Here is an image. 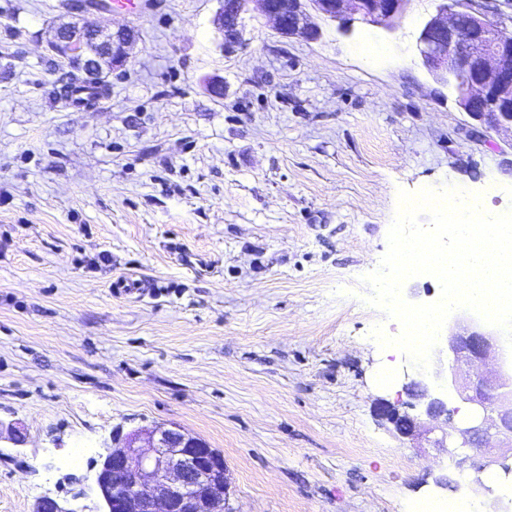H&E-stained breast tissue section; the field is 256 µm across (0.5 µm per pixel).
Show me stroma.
<instances>
[{"instance_id":"obj_1","label":"stroma","mask_w":512,"mask_h":512,"mask_svg":"<svg viewBox=\"0 0 512 512\" xmlns=\"http://www.w3.org/2000/svg\"><path fill=\"white\" fill-rule=\"evenodd\" d=\"M74 0H0V512H100L117 429L178 425L224 456L231 512H408L459 496L468 447H423L374 413L420 379L371 337L398 320L361 281L399 191L459 186L512 208V133L472 136L395 32L280 35L256 9L225 51L217 0L88 9L138 39L87 108L48 47ZM383 44L377 64L357 52ZM224 83L223 95L208 83ZM79 464H72L74 453Z\"/></svg>"}]
</instances>
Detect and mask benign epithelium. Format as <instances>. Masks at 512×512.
<instances>
[{
    "label": "benign epithelium",
    "instance_id": "benign-epithelium-1",
    "mask_svg": "<svg viewBox=\"0 0 512 512\" xmlns=\"http://www.w3.org/2000/svg\"><path fill=\"white\" fill-rule=\"evenodd\" d=\"M214 24L224 49L245 45L244 0H219ZM259 13L288 37L315 40L320 31L312 15L337 21L344 27L357 19L365 24L395 29L410 0H253ZM137 40L131 28L89 25L75 18L53 30L49 46L77 68L104 84L123 65ZM417 47L433 79L451 87L460 108L477 133L512 132V30L489 16L479 0H439L435 15L423 25ZM437 359L434 381L453 387L471 417L456 421L460 408L430 386L412 382L414 396L425 400L424 414L445 421L448 440L459 439L481 454L500 448L512 450V369L500 335L478 321L457 316L448 327L445 346ZM488 362L493 373L476 380L471 368ZM377 414L392 423L404 438L423 429L420 418L399 414L379 404ZM141 433L117 434L97 474V486L107 512H230L224 456L199 437L173 425L158 427L140 444Z\"/></svg>",
    "mask_w": 512,
    "mask_h": 512
}]
</instances>
